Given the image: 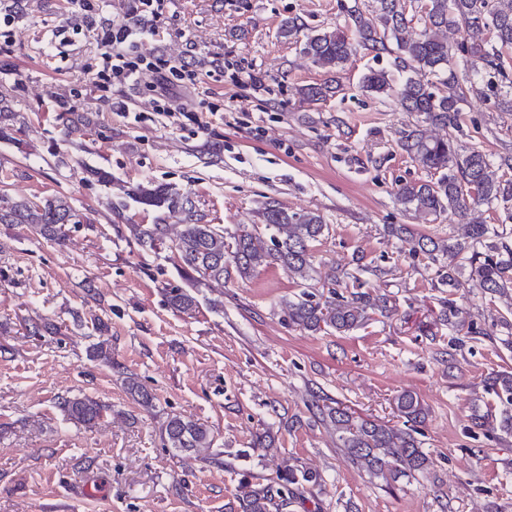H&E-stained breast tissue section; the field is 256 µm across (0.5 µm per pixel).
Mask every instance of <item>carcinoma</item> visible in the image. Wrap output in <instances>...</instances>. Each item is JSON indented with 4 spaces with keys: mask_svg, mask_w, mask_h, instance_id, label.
I'll return each mask as SVG.
<instances>
[{
    "mask_svg": "<svg viewBox=\"0 0 512 512\" xmlns=\"http://www.w3.org/2000/svg\"><path fill=\"white\" fill-rule=\"evenodd\" d=\"M415 22L422 30L412 37L409 28ZM450 30H463L468 36L450 43ZM484 30L489 39L476 40L474 35ZM278 36L301 44L315 65L336 73L346 69L357 45L376 53H396L397 67L406 76L396 83L388 72L371 70L363 76L362 88L378 96L392 95L403 111L417 113L451 132L459 129L461 104L469 97L485 96V89L492 85L490 80L480 83L478 74L467 69L458 70V63L479 59L508 80L503 51H512V0H421L410 11L406 0H374L368 11L357 4L347 9L344 24L333 29L312 30L300 16H290L281 21ZM412 71L431 74L446 91H435L434 84L417 80L410 75ZM400 146L430 179L400 184L395 192L397 202L431 222L451 213L466 225V231L445 242L426 235L416 237L408 225L394 224L390 236L408 243L413 258L434 263L438 255L448 252L461 257L457 268L438 274L439 285L464 294L477 291L495 299L512 297V229L492 233L488 225L468 218L475 208L485 206L501 209V223H512V158L495 161L475 148L461 154L453 136L433 138L417 129L404 132ZM129 195L139 204L180 215L182 230L170 249L187 287L166 292L168 305L177 312L196 310L193 288L204 281L222 286L234 276L247 279L275 265L288 267L301 288L297 296L282 301L290 326L314 334H344L365 325L372 314L390 311L384 296L363 291L347 296L338 293L347 281H359L345 269L333 270L324 280L316 278L312 250L329 234V225L317 212H290L270 203L260 214L261 223L241 225L226 235L216 224L201 223L190 199L172 186L138 184ZM77 223L78 214L64 196L24 198L7 209L0 208V224H26L56 243L66 239V225ZM133 231L144 247L156 250L166 246V224H137ZM443 316L451 331L457 333L465 326L462 309L454 299L446 302ZM488 389L503 409L498 414H476L472 424L511 436L512 372L492 375ZM126 390L143 408L153 407V396L134 377H127ZM60 407L69 419L88 425L103 415L101 405L86 396L64 397ZM317 410L335 424L339 447L373 477L388 482L430 472L433 461L416 437V425L425 419V409L416 395L403 392L396 398L401 428L361 418L339 405H319ZM162 434L166 447L198 457L214 445L207 429L178 415L167 419ZM317 480L315 473L293 468L278 476L276 487L246 477L237 495V512H286L296 499L294 488Z\"/></svg>",
    "mask_w": 512,
    "mask_h": 512,
    "instance_id": "carcinoma-1",
    "label": "carcinoma"
}]
</instances>
